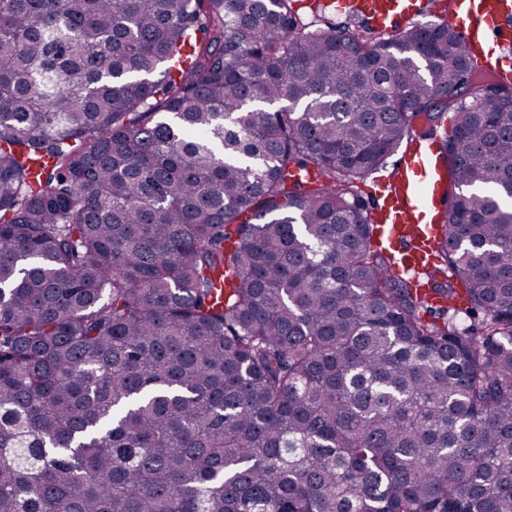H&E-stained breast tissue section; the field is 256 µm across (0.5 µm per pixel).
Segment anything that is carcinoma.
Returning <instances> with one entry per match:
<instances>
[{
	"label": "carcinoma",
	"instance_id": "cac0c4a2",
	"mask_svg": "<svg viewBox=\"0 0 512 512\" xmlns=\"http://www.w3.org/2000/svg\"><path fill=\"white\" fill-rule=\"evenodd\" d=\"M293 3L0 0V512H512V79ZM398 155L387 160L386 168L360 183L359 190L367 202L374 196L370 221L379 226L377 238L386 240L389 247L401 255L393 271L398 276L416 280L424 270L430 237L435 232L432 215L436 202L443 208L448 175L435 159L434 146L414 140L397 161L400 167L395 164L391 181L379 185L373 194V178L388 176Z\"/></svg>",
	"mask_w": 512,
	"mask_h": 512
}]
</instances>
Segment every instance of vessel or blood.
I'll return each instance as SVG.
<instances>
[{
	"mask_svg": "<svg viewBox=\"0 0 512 512\" xmlns=\"http://www.w3.org/2000/svg\"><path fill=\"white\" fill-rule=\"evenodd\" d=\"M336 13L354 16L371 27L389 32L414 23L425 11V0H329ZM450 21L457 35L481 50L495 43L500 54L483 63L506 73L512 65V0H448ZM448 175L435 159L432 145L413 141L403 151L389 183L379 185L370 208L376 234L397 251L396 275L417 279L424 270L434 234L432 215L441 201Z\"/></svg>",
	"mask_w": 512,
	"mask_h": 512,
	"instance_id": "b4317fda",
	"label": "vessel or blood"
}]
</instances>
